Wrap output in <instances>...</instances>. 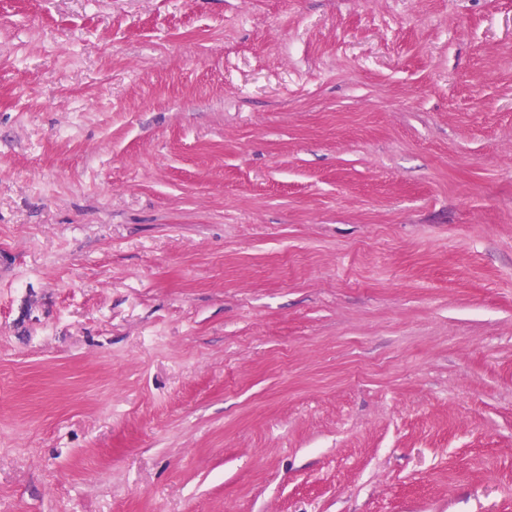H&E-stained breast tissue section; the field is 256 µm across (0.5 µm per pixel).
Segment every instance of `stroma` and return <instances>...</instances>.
Here are the masks:
<instances>
[{"label": "stroma", "mask_w": 512, "mask_h": 512, "mask_svg": "<svg viewBox=\"0 0 512 512\" xmlns=\"http://www.w3.org/2000/svg\"><path fill=\"white\" fill-rule=\"evenodd\" d=\"M0 512H512V0H0Z\"/></svg>", "instance_id": "35a3bbf8"}]
</instances>
